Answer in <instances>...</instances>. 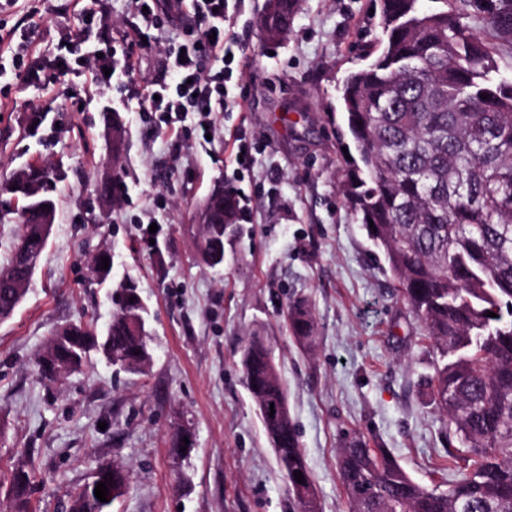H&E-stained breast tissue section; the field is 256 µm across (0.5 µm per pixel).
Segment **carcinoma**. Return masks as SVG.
<instances>
[{"instance_id": "cac0c4a2", "label": "carcinoma", "mask_w": 512, "mask_h": 512, "mask_svg": "<svg viewBox=\"0 0 512 512\" xmlns=\"http://www.w3.org/2000/svg\"><path fill=\"white\" fill-rule=\"evenodd\" d=\"M381 0L382 38L369 62L340 86L341 111L356 155L343 159L339 191L386 263L399 295L423 324L436 355L431 400L460 447L456 469L438 492L413 480L385 448L366 441L340 449L339 473L350 512H512V81L497 80L502 51H512V0ZM303 0H269L259 30L283 42ZM53 171L26 165L0 182L24 201L21 234L0 266V320L16 309L12 284L44 253L56 215ZM210 267L224 258V225L195 240ZM112 289V322L104 337L112 358L125 360L149 338L133 331ZM495 313L490 317L487 312ZM297 342L314 344L316 321L303 299L284 315ZM271 348L254 335L240 365L252 401L285 406L282 382H267ZM276 459L299 512H320L318 500L295 493L294 472L311 480L293 421L282 429ZM31 473L16 470L9 495L28 512ZM71 506L107 512L81 488Z\"/></svg>"}]
</instances>
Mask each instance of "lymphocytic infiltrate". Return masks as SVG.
<instances>
[{
  "label": "lymphocytic infiltrate",
  "mask_w": 512,
  "mask_h": 512,
  "mask_svg": "<svg viewBox=\"0 0 512 512\" xmlns=\"http://www.w3.org/2000/svg\"><path fill=\"white\" fill-rule=\"evenodd\" d=\"M138 22L133 28L136 39L144 43V51L156 46L152 31L160 30L163 20L189 16L187 36L182 42L163 48L160 64L171 73V82L146 85L140 93L139 109L159 115L166 130L183 134L188 114L199 117L200 136L215 134L211 117L218 105L228 101L224 87L223 66L239 45L227 29L230 19L229 0H135ZM86 25L78 34L65 36L57 45L54 57L55 76L62 77L82 67L96 83L110 84L132 73L141 59L132 50L101 53L108 42V12L105 0H89L82 10ZM81 54L82 64H75L74 54Z\"/></svg>",
  "instance_id": "1"
}]
</instances>
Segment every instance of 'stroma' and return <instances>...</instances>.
I'll use <instances>...</instances> for the list:
<instances>
[{
    "mask_svg": "<svg viewBox=\"0 0 512 512\" xmlns=\"http://www.w3.org/2000/svg\"><path fill=\"white\" fill-rule=\"evenodd\" d=\"M263 3L233 7L240 50L226 87L246 100L215 113V137L204 144L161 132L157 116L139 112V91L165 76L156 56L101 92L82 74L46 88L16 79L0 46V179L49 163L59 199L25 297L0 321V512L10 510L15 468L31 473V512H65L67 494L113 463L130 480L111 512H291L239 368L256 333L288 388L321 512H348L337 450L361 439L388 448L420 484L447 489L448 425L426 383L435 350L339 192L338 85L381 36L380 0H304L290 39L275 45L256 25ZM81 8L18 0L0 7V31L47 65L60 37L82 28ZM110 99L123 105L117 160L102 120ZM32 112L48 115L34 136ZM237 139L250 149L243 169L230 161ZM107 178L117 188L111 202L100 197ZM221 183L237 189L245 218L213 269L193 233L200 203ZM149 215L158 221L151 236ZM103 251L113 281H135L148 306L150 368L118 373L95 356L42 381L35 359L58 326L89 322L101 335L112 321L109 290L90 269ZM297 297L317 322L308 353L284 323ZM181 423L192 433L185 457L173 443Z\"/></svg>",
    "mask_w": 512,
    "mask_h": 512,
    "instance_id": "1",
    "label": "stroma"
}]
</instances>
